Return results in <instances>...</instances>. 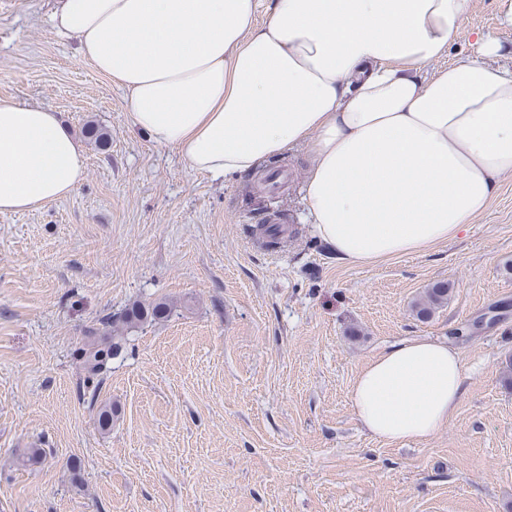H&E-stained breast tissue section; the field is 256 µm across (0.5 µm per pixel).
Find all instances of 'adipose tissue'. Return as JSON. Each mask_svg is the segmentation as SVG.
Returning a JSON list of instances; mask_svg holds the SVG:
<instances>
[{
  "label": "adipose tissue",
  "instance_id": "adipose-tissue-1",
  "mask_svg": "<svg viewBox=\"0 0 512 512\" xmlns=\"http://www.w3.org/2000/svg\"><path fill=\"white\" fill-rule=\"evenodd\" d=\"M471 0H59L54 31L127 93L132 125L213 177L305 144L316 235L369 264L457 237L512 175V72L501 43L433 75ZM82 149L55 113L0 102V213L69 196ZM459 351L392 344L356 379L363 427L393 443L443 429L462 397Z\"/></svg>",
  "mask_w": 512,
  "mask_h": 512
}]
</instances>
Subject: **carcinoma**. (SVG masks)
<instances>
[{
	"mask_svg": "<svg viewBox=\"0 0 512 512\" xmlns=\"http://www.w3.org/2000/svg\"><path fill=\"white\" fill-rule=\"evenodd\" d=\"M259 236L267 249L276 248L282 239V230L277 224H259L252 229ZM452 288L446 282H436L428 287L424 295L413 304L416 316L426 320L438 308L448 303ZM172 306L163 300L152 302L136 301L125 306L121 311L101 319V327L86 330V339L79 347V355L86 380L91 382L98 378L113 356L122 350V335L125 331L145 323L159 322L167 319ZM117 408L112 403H103L97 411V425L102 431L112 427V420Z\"/></svg>",
	"mask_w": 512,
	"mask_h": 512,
	"instance_id": "carcinoma-1",
	"label": "carcinoma"
}]
</instances>
